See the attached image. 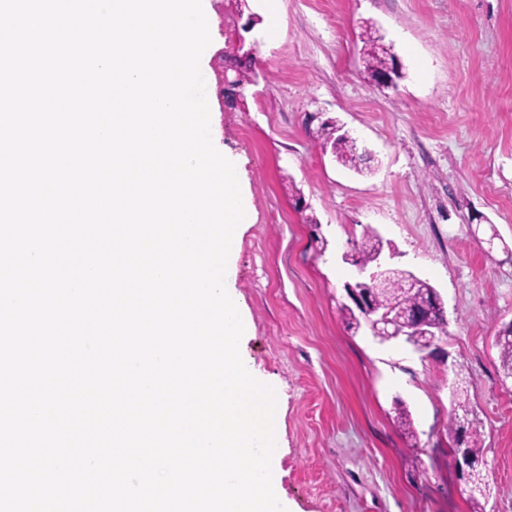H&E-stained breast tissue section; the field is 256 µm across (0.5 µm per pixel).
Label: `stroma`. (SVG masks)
I'll list each match as a JSON object with an SVG mask.
<instances>
[{
    "label": "stroma",
    "instance_id": "obj_1",
    "mask_svg": "<svg viewBox=\"0 0 512 512\" xmlns=\"http://www.w3.org/2000/svg\"><path fill=\"white\" fill-rule=\"evenodd\" d=\"M200 66L214 145L237 159L249 211L230 280L248 322L240 354L279 391L276 454L292 512H472L449 455V388L481 421L490 495L512 512V378L495 337L512 322V0H235ZM402 65L364 68V32ZM257 43L242 107L219 75L240 36ZM333 121L370 157L337 162ZM392 268L429 282L445 357L348 329L343 253L365 227ZM405 408L412 434L399 429Z\"/></svg>",
    "mask_w": 512,
    "mask_h": 512
}]
</instances>
